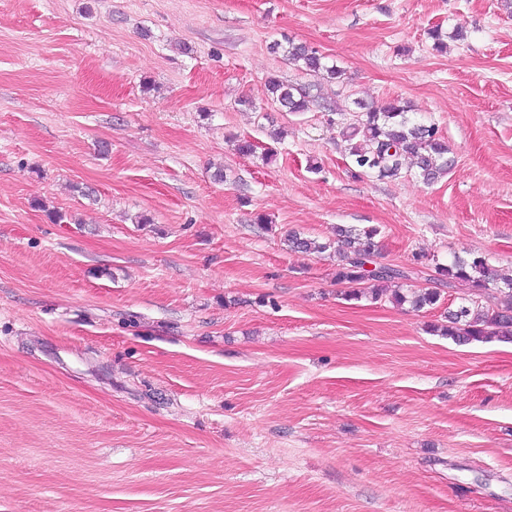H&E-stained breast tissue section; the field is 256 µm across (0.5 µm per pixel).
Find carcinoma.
Returning <instances> with one entry per match:
<instances>
[{
  "label": "carcinoma",
  "mask_w": 512,
  "mask_h": 512,
  "mask_svg": "<svg viewBox=\"0 0 512 512\" xmlns=\"http://www.w3.org/2000/svg\"><path fill=\"white\" fill-rule=\"evenodd\" d=\"M287 61L307 74L328 82H339L344 72L327 66L317 51L303 44L288 43ZM313 85L290 84L270 77L267 90L273 101L285 112H304L312 95ZM363 112L347 125L349 139H358L350 148V163L358 175L374 174L380 179L396 178L401 174L404 161L411 160L412 168L426 183L431 184L448 174L452 160L448 158V145L433 124L415 122L408 117V106L399 101L388 103L377 110L357 102ZM375 226L356 228L338 224L333 237L320 240L299 231L289 230L284 243L297 253H324L334 251L337 258L336 283L350 288L347 297L356 299L364 294V284L373 283L372 298L380 299L387 291L399 306L409 304L415 311L434 308L441 301L437 288L406 291L400 281L410 277L409 272L387 264H379L380 254ZM439 281L448 285L465 282L470 294L461 298L454 309H448L445 322L432 326V331L449 336L460 343L512 339V303L485 305L481 299L490 287L504 284L499 292L512 297V278L502 277L482 256L471 259L456 257L448 265H436Z\"/></svg>",
  "instance_id": "1"
}]
</instances>
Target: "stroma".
Listing matches in <instances>:
<instances>
[{
	"instance_id": "35a3bbf8",
	"label": "stroma",
	"mask_w": 512,
	"mask_h": 512,
	"mask_svg": "<svg viewBox=\"0 0 512 512\" xmlns=\"http://www.w3.org/2000/svg\"><path fill=\"white\" fill-rule=\"evenodd\" d=\"M290 41L344 72L307 112ZM358 99L448 175H353ZM336 224L440 307L283 242ZM477 255L512 274V0H0V512H512V342L430 330ZM266 85L273 101L278 103L281 110L285 112H304L309 102L316 98V95L311 93L315 84H290L271 77L268 78Z\"/></svg>"
}]
</instances>
